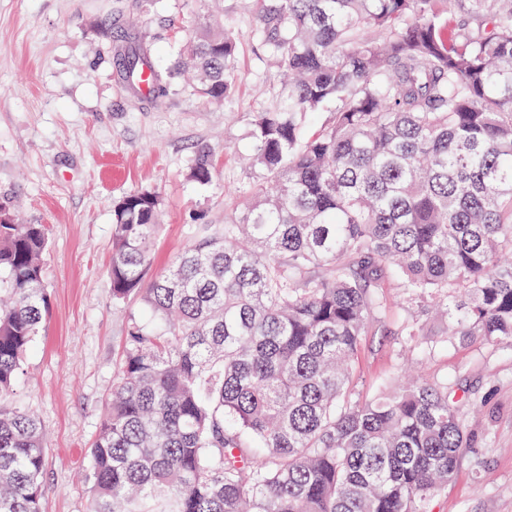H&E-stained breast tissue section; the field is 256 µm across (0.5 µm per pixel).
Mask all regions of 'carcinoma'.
<instances>
[{
  "label": "carcinoma",
  "instance_id": "obj_1",
  "mask_svg": "<svg viewBox=\"0 0 512 512\" xmlns=\"http://www.w3.org/2000/svg\"><path fill=\"white\" fill-rule=\"evenodd\" d=\"M256 0L286 79L254 113L250 202L151 278L160 199L112 209V298H137L90 449L88 512H431L468 437L469 390L388 377L361 396L373 322L512 342V0ZM234 33L208 22L182 64L200 94L235 86ZM153 74L139 54L132 78ZM334 112L312 134L310 114ZM212 179L208 159L190 170ZM43 224H0V512H42L45 448L13 405L48 309ZM397 282L393 302L381 289Z\"/></svg>",
  "mask_w": 512,
  "mask_h": 512
}]
</instances>
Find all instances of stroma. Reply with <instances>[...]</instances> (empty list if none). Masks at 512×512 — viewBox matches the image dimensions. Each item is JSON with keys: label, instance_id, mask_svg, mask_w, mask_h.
Segmentation results:
<instances>
[{"label": "stroma", "instance_id": "obj_1", "mask_svg": "<svg viewBox=\"0 0 512 512\" xmlns=\"http://www.w3.org/2000/svg\"><path fill=\"white\" fill-rule=\"evenodd\" d=\"M222 14L237 38L232 95L199 97L182 46L199 17ZM255 0H0V202L47 228L49 309L25 356L15 404L40 421L43 512H86L88 450L115 382L138 299H112V205L159 195L152 241L160 274L196 237L197 215L230 222L245 209L254 112L279 91L255 31ZM144 53L169 83L153 99L123 76L125 51ZM207 155L213 177L190 170ZM401 314L373 325L358 355L363 395L403 361L473 394L462 412L469 446L431 512H512V344L448 343L402 352Z\"/></svg>", "mask_w": 512, "mask_h": 512}]
</instances>
